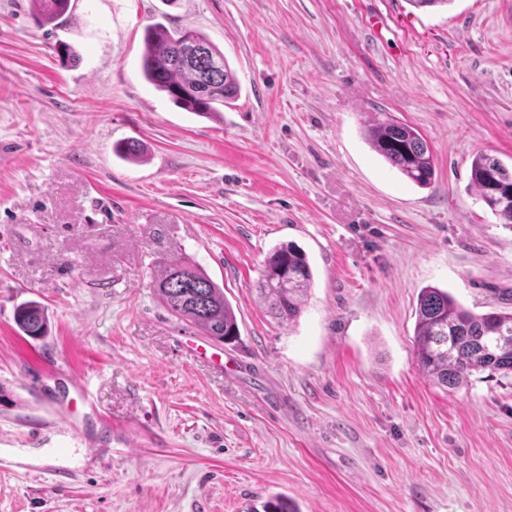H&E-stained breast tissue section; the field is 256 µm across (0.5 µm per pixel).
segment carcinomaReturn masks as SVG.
<instances>
[{
    "label": "carcinoma",
    "mask_w": 512,
    "mask_h": 512,
    "mask_svg": "<svg viewBox=\"0 0 512 512\" xmlns=\"http://www.w3.org/2000/svg\"><path fill=\"white\" fill-rule=\"evenodd\" d=\"M37 15L52 21L65 14L70 0H31ZM142 54L144 79L168 95L178 107L199 116L221 112L235 99L239 86L224 53L203 34L185 29L170 31L161 23L145 30ZM371 148L411 182L426 187L435 177L432 151L410 125L387 115L365 133ZM471 184L501 224H512V168L497 158L477 154L471 162ZM313 283L305 252L295 244L272 249L254 285L266 312L275 320L293 323L303 310ZM154 288L167 311L216 341L229 343L239 334L234 309L199 265L181 255L158 262ZM15 323L25 335H45L43 306L26 301L17 306ZM415 357L432 383L456 389L476 372L512 373V312L476 314L459 304L448 291L421 289L413 335ZM251 512H298L288 498L274 495Z\"/></svg>",
    "instance_id": "carcinoma-1"
}]
</instances>
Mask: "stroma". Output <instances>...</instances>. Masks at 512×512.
Returning a JSON list of instances; mask_svg holds the SVG:
<instances>
[{"instance_id": "stroma-1", "label": "stroma", "mask_w": 512, "mask_h": 512, "mask_svg": "<svg viewBox=\"0 0 512 512\" xmlns=\"http://www.w3.org/2000/svg\"><path fill=\"white\" fill-rule=\"evenodd\" d=\"M158 22L223 52L240 93L221 114L144 80ZM382 112L425 137L430 186L369 147ZM125 139L142 161L114 153ZM480 152L512 167V0H71L50 23L0 0V512H246L273 495L512 512V375L447 390L413 351L422 288L512 311V226L470 184ZM289 242L313 285L285 325L254 285ZM174 253L235 310L234 344L199 340L223 374L177 350L196 330L153 288ZM29 300L49 321L37 340L14 321Z\"/></svg>"}]
</instances>
